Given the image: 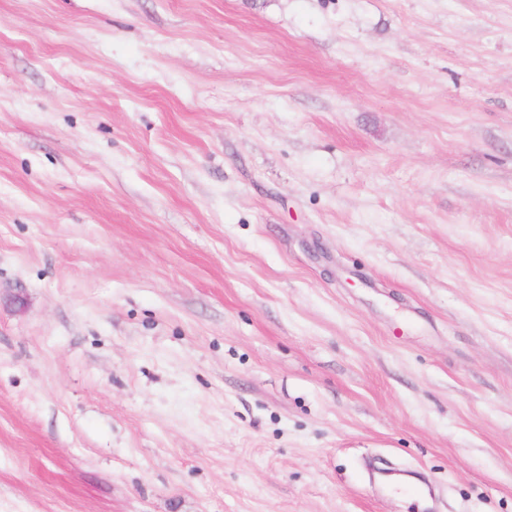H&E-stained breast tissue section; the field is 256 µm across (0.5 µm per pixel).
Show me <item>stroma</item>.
<instances>
[{
	"instance_id": "obj_1",
	"label": "stroma",
	"mask_w": 512,
	"mask_h": 512,
	"mask_svg": "<svg viewBox=\"0 0 512 512\" xmlns=\"http://www.w3.org/2000/svg\"><path fill=\"white\" fill-rule=\"evenodd\" d=\"M0 512H512V0H0Z\"/></svg>"
}]
</instances>
